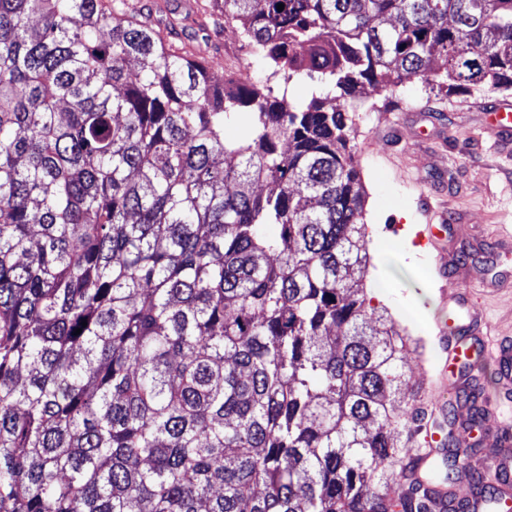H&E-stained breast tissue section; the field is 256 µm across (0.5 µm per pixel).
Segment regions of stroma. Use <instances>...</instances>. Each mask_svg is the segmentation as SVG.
<instances>
[{
  "label": "stroma",
  "instance_id": "stroma-1",
  "mask_svg": "<svg viewBox=\"0 0 512 512\" xmlns=\"http://www.w3.org/2000/svg\"><path fill=\"white\" fill-rule=\"evenodd\" d=\"M206 2L211 19L198 40L210 49L214 76L264 81L278 90L272 65L252 54L240 22L225 19L220 0ZM491 101L512 104V91L448 96L422 80L406 79L341 103L352 120L349 146L367 191L366 250L395 256L381 279L383 295L371 304L380 314H394L413 342L405 372L422 390L421 405L441 367L437 322L448 316L439 306L427 323L406 307L421 279L437 291L443 286L425 239L427 225L462 226L446 246L466 254V272L487 281L475 302L492 339L512 341V148L498 146L484 132L489 115L483 107Z\"/></svg>",
  "mask_w": 512,
  "mask_h": 512
}]
</instances>
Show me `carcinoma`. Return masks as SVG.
Returning <instances> with one entry per match:
<instances>
[{
    "instance_id": "obj_1",
    "label": "carcinoma",
    "mask_w": 512,
    "mask_h": 512,
    "mask_svg": "<svg viewBox=\"0 0 512 512\" xmlns=\"http://www.w3.org/2000/svg\"><path fill=\"white\" fill-rule=\"evenodd\" d=\"M223 2L282 95L127 0H0V512H431L448 482L389 496L409 338L359 288L348 116L288 84L512 90V0Z\"/></svg>"
}]
</instances>
